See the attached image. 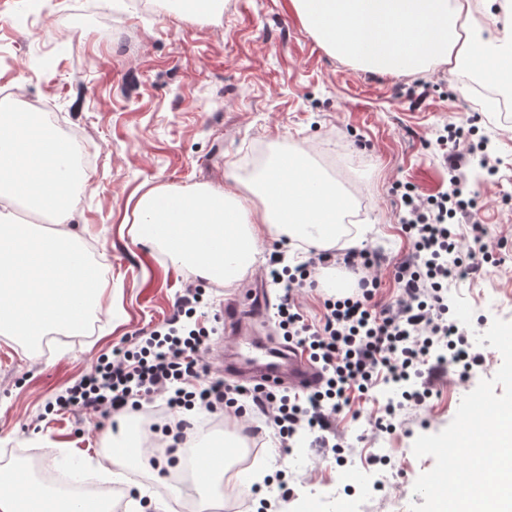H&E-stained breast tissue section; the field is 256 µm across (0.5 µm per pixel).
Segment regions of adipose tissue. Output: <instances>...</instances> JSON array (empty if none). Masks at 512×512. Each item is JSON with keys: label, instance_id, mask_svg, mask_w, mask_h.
Segmentation results:
<instances>
[{"label": "adipose tissue", "instance_id": "adipose-tissue-1", "mask_svg": "<svg viewBox=\"0 0 512 512\" xmlns=\"http://www.w3.org/2000/svg\"><path fill=\"white\" fill-rule=\"evenodd\" d=\"M306 30L328 53L382 74L480 68L494 85L512 86V0L499 11L479 0H291ZM342 186L300 148L273 152L243 184L242 193L202 187L154 188L133 210L130 233L228 285L258 262L266 236L294 247L356 248L343 217ZM0 512H106L96 498H58L22 468L0 465Z\"/></svg>", "mask_w": 512, "mask_h": 512}]
</instances>
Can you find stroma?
<instances>
[{
	"label": "stroma",
	"mask_w": 512,
	"mask_h": 512,
	"mask_svg": "<svg viewBox=\"0 0 512 512\" xmlns=\"http://www.w3.org/2000/svg\"><path fill=\"white\" fill-rule=\"evenodd\" d=\"M221 3L200 22L137 0H0V42L14 48L0 58V86L47 104L93 155L75 221L112 291L89 333L52 339L48 351L32 353L0 335V459L25 458L48 471L73 454L95 465L102 440L120 432L124 415L55 414L48 402L122 339L162 324L184 290L201 284L193 271L133 240L137 199L154 187H222L231 176L247 178L254 155L276 144L306 146L357 186L356 219L368 227L362 246L382 250L389 262L379 273L387 300L396 293L390 265L409 249L398 187L413 184L424 196L446 191L438 138L451 121L472 128V142H484L497 162L492 175L473 159L468 178L501 261L482 279L453 282L449 302L470 334L496 317L512 321V116L491 108L461 70L438 66L402 76L338 61L303 28L290 0ZM204 287L210 316L239 289ZM480 351L484 366L466 379L460 366H449L424 404L398 411L392 433L377 431L373 414L395 399L393 386L377 385L357 399L354 413L335 422L340 454L315 447L310 433L287 449L271 430L252 434L240 468L262 471L263 479L226 492L215 512H254L283 482L293 494L282 512L317 502L326 512H383V503L399 496L423 504L413 485L434 460L416 458L413 443L443 430L462 397L497 373L500 352L486 345ZM147 438L146 461L127 474L122 496L131 499L142 486L170 512H182V502L199 495L176 488L155 450L166 447L177 458L187 449L162 431ZM381 470L387 479L379 484Z\"/></svg>",
	"instance_id": "35a3bbf8"
}]
</instances>
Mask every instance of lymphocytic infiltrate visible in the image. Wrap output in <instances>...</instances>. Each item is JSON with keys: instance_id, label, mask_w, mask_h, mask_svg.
<instances>
[{"instance_id": "1", "label": "lymphocytic infiltrate", "mask_w": 512, "mask_h": 512, "mask_svg": "<svg viewBox=\"0 0 512 512\" xmlns=\"http://www.w3.org/2000/svg\"><path fill=\"white\" fill-rule=\"evenodd\" d=\"M472 155L469 149L445 155L447 191L424 197L413 185H405L400 221L411 250L394 266L398 293L393 300L379 297L374 272L381 260L369 251L313 249L294 268L272 257L267 280L283 288L274 322L286 341L317 366L321 383L316 389L290 397L212 377L202 358L212 330L197 313L203 291L190 288L164 326L113 348L111 357L98 359L89 373L59 395L58 410L106 408L119 414L157 400L164 417L180 429L184 423L177 420V413L197 405L237 417L252 409L276 431L282 447H291L295 437L307 431L316 433L318 447L326 448L336 417L350 406L353 394H365L377 382L400 388L404 401L423 404L431 394L430 381L448 364L470 370L485 361L471 351L466 336L448 317L449 282L483 276L494 261L485 242L486 228L473 213L466 192ZM457 216L468 221L465 234L454 230L452 220ZM331 265L361 272L359 286L349 296L325 299L321 319L309 320L298 293L315 287L316 274ZM421 374L428 385L410 386L411 376Z\"/></svg>"}]
</instances>
